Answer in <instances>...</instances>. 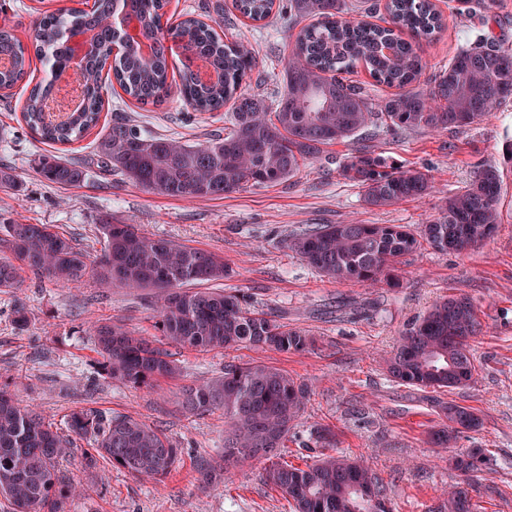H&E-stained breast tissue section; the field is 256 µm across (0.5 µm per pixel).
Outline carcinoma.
I'll use <instances>...</instances> for the list:
<instances>
[{
    "label": "carcinoma",
    "mask_w": 512,
    "mask_h": 512,
    "mask_svg": "<svg viewBox=\"0 0 512 512\" xmlns=\"http://www.w3.org/2000/svg\"><path fill=\"white\" fill-rule=\"evenodd\" d=\"M168 0H94L93 8L42 13L34 37V56L50 63L55 78L34 85L21 108L29 130L50 146L82 139L99 123L105 108L103 65L112 45L126 36L113 18L137 19L142 39L127 40L112 61V79L131 99L159 107L178 89L195 112L224 113V136L190 144L175 137L147 135L132 120L115 116L98 139L92 164L102 174L118 173L155 194L186 200L217 199L247 186L280 184L330 145L362 134L371 126L393 130L464 127L491 116L512 97V48L487 35L481 44L457 52L448 68L426 89L413 86L423 69L416 42L432 38L442 18L431 0H387L388 25L349 21L347 0H289L290 16L308 21L285 67L284 87L267 103L242 89L254 66L255 52L224 42L215 26L185 13L164 28ZM276 0H234L233 7L254 21L267 19ZM94 32L91 51L76 77L81 107L65 121L52 122L44 102L58 88L56 78L70 67L65 32ZM32 56V57H34ZM0 91H11L31 70L32 57L11 30L0 28ZM207 63L214 78L205 80L195 62ZM363 64L380 84L396 87L375 105L347 75ZM230 111H224V106ZM90 169L53 153L41 157L38 174L50 183L76 186ZM344 179L358 185L364 202L388 207L420 198L432 189L427 174L400 170L361 146L341 167ZM500 180L496 169L478 170L469 186L448 197L441 215L416 234L401 224H322L291 240L302 260L338 282H376L425 240L439 251H462L490 237L498 223ZM103 255L88 266L85 251L47 224H4L10 256L0 258V289L19 285L20 272L67 286L90 272L105 285L155 288L166 292L156 326L168 344L211 351L235 347L304 352L313 345L305 331L252 310L237 292L187 288L226 278L224 258L167 239L152 238L135 224H101ZM480 328L472 301L450 297L433 305L402 333L387 363L397 382L434 393L443 427L434 441L448 445L461 431L482 426L475 410L440 398L468 386L476 366L468 340ZM100 365L112 378L133 387H154L178 375L168 350L120 324L94 322ZM307 387L288 373L258 362L224 365V376L185 389L188 412L202 415L224 406L229 427L224 460L261 456L270 461L264 480L282 492L291 512H392L386 489L363 461L325 454L296 467L281 460L293 422L302 410ZM87 441V465L105 459L132 476L166 475L178 448L159 429L129 415L107 417L93 408L74 409L66 431L21 406L0 388V496L10 512H63L65 501L82 492L60 468L76 441ZM466 475L483 471L487 458L474 448L452 458ZM469 480L448 491L440 512H477Z\"/></svg>",
    "instance_id": "carcinoma-1"
}]
</instances>
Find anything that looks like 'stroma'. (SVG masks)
Masks as SVG:
<instances>
[{
  "instance_id": "stroma-1",
  "label": "stroma",
  "mask_w": 512,
  "mask_h": 512,
  "mask_svg": "<svg viewBox=\"0 0 512 512\" xmlns=\"http://www.w3.org/2000/svg\"><path fill=\"white\" fill-rule=\"evenodd\" d=\"M218 2L227 16L219 30L225 42L256 53L246 89L268 96L281 91L299 32L287 14L262 25L235 15L232 0H170L167 14L176 21L187 5ZM434 2L444 26L419 46L426 67L418 87H427L462 47L485 35L512 47V0H498L489 15L478 7L460 11L457 0ZM71 5L72 0H0V26L12 28L26 43L43 11ZM27 94L25 85H18L10 105L0 104V165L23 186L18 194L0 189V217L50 225L92 261L104 249L99 230L104 220L218 253L231 269L220 288L244 293L258 312L314 338L302 353L176 348L180 376L136 389L102 369L87 325L119 321L159 339L155 315L163 292L103 288L88 276L59 287L35 282L27 273L19 287L0 289V385L21 405L36 408L60 428L78 407L130 415L162 430L179 450L171 472L159 480L130 476L104 460L90 468L81 454H72L63 469L84 491L66 501L65 512H290L284 495L261 478L265 459L225 467L223 407L194 415L180 404L183 386L214 380L231 362H262L307 384V401L282 451L287 463L316 460L322 449L312 432L326 426L336 435V453L364 459L386 485L394 512H435L444 492L464 479L450 457L480 448L490 464L472 493L478 512H512V98L487 120L467 127L370 130L362 143L388 163L425 172L433 181L428 195L377 208L340 174L359 143L353 139L327 147L286 182L249 186L215 200L153 194L122 176L95 171L77 186L46 183L36 164L47 147L20 116ZM116 112L151 135L192 144L224 132L223 115L194 112L175 97L149 111L118 89L110 93L102 121ZM489 165L500 176V223L492 237L467 250L445 253L422 246L402 258L393 277L368 284L327 279L289 247L296 233L318 224H404L420 230L438 217L448 196L468 186L476 168ZM452 295L472 299L482 330L470 340L478 367L474 383L443 398L475 409L483 425L459 433L451 447L438 448L429 436L441 427L440 416L423 392L389 377L384 360L409 323ZM18 300L26 307L22 326L13 315Z\"/></svg>"
}]
</instances>
